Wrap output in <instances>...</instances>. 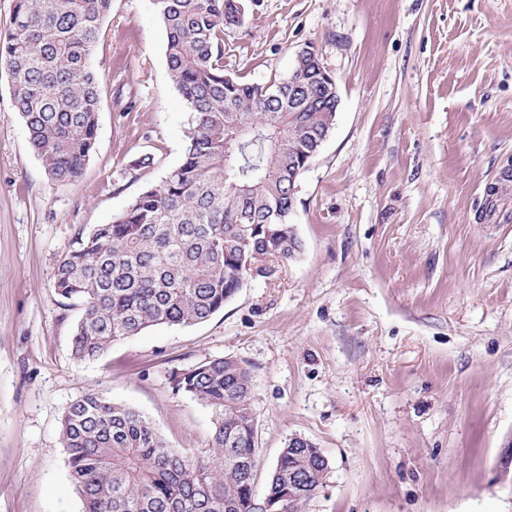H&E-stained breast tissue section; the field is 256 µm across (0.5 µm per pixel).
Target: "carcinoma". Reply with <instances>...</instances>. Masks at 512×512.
Masks as SVG:
<instances>
[{
	"label": "carcinoma",
	"instance_id": "obj_1",
	"mask_svg": "<svg viewBox=\"0 0 512 512\" xmlns=\"http://www.w3.org/2000/svg\"><path fill=\"white\" fill-rule=\"evenodd\" d=\"M166 30L170 78L191 121L183 162L110 224L79 231L51 286L82 306L72 338L78 361L157 325L208 320L241 288L254 254L290 261L303 243L288 222L296 200L289 161L336 120V95L295 64L313 102L288 110V81L243 83L224 73V28L242 22L240 0H155ZM112 0H14L0 31V68L15 111L50 178H78L97 140L100 84L91 64ZM174 388L211 408L208 448L170 446L138 411L101 394L73 402L61 422L69 478L83 512H304L324 465L288 496L297 459L283 448L265 495L251 492L259 448L251 370L218 357L180 373Z\"/></svg>",
	"mask_w": 512,
	"mask_h": 512
}]
</instances>
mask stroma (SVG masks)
<instances>
[{
	"label": "stroma",
	"mask_w": 512,
	"mask_h": 512,
	"mask_svg": "<svg viewBox=\"0 0 512 512\" xmlns=\"http://www.w3.org/2000/svg\"><path fill=\"white\" fill-rule=\"evenodd\" d=\"M224 70L287 79L311 46L336 124L301 174L294 261L267 259L209 320L160 325L97 360L71 354L80 307L50 286L78 229L111 223L184 158L189 113L155 0H112L92 55L95 151L46 173L0 72V512H82L61 420L90 393L176 448L212 410L175 373L251 369L256 497L293 435L328 459L305 512H512V0H244ZM154 164L133 168L143 153Z\"/></svg>",
	"instance_id": "obj_1"
}]
</instances>
